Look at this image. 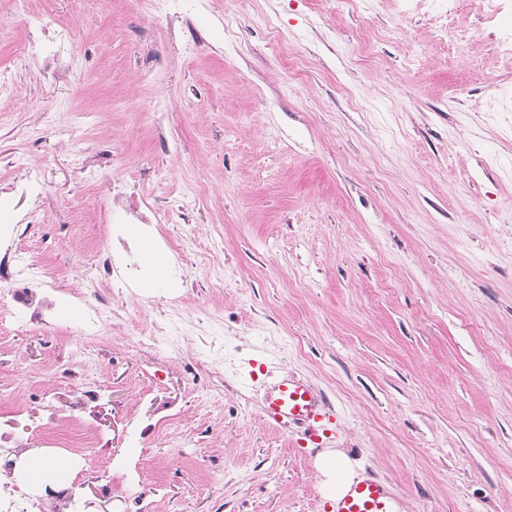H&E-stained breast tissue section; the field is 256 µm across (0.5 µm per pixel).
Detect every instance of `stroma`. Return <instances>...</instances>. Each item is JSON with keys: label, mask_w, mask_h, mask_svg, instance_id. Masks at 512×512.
I'll return each mask as SVG.
<instances>
[{"label": "stroma", "mask_w": 512, "mask_h": 512, "mask_svg": "<svg viewBox=\"0 0 512 512\" xmlns=\"http://www.w3.org/2000/svg\"><path fill=\"white\" fill-rule=\"evenodd\" d=\"M29 7L58 26L27 51L0 0V182L29 218L0 253L42 277H0V304L30 299L0 312V448L90 430L63 449L87 512H329L317 452L261 414L294 376L398 512H512V9ZM121 191L162 221L118 288Z\"/></svg>", "instance_id": "stroma-1"}]
</instances>
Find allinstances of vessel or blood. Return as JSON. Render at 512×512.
<instances>
[{"label":"vessel or blood","mask_w":512,"mask_h":512,"mask_svg":"<svg viewBox=\"0 0 512 512\" xmlns=\"http://www.w3.org/2000/svg\"><path fill=\"white\" fill-rule=\"evenodd\" d=\"M262 411L280 425L298 428L305 439L321 443L332 421L326 399L309 383L286 376L265 391ZM333 512H396V501L386 485L369 476L353 482L332 507Z\"/></svg>","instance_id":"1"}]
</instances>
